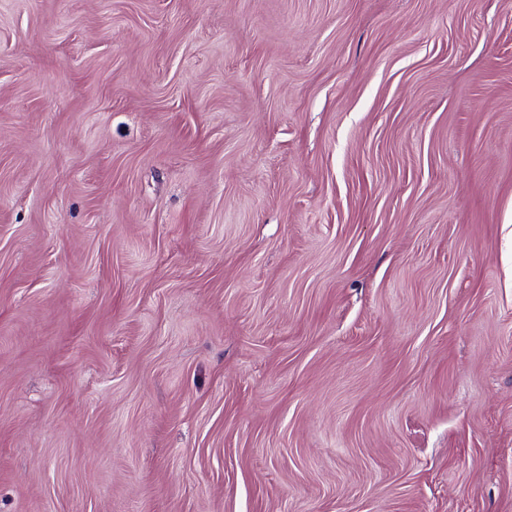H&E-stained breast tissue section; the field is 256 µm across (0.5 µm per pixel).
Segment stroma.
<instances>
[{
    "label": "stroma",
    "instance_id": "1",
    "mask_svg": "<svg viewBox=\"0 0 512 512\" xmlns=\"http://www.w3.org/2000/svg\"><path fill=\"white\" fill-rule=\"evenodd\" d=\"M0 512H512V0H0Z\"/></svg>",
    "mask_w": 512,
    "mask_h": 512
}]
</instances>
